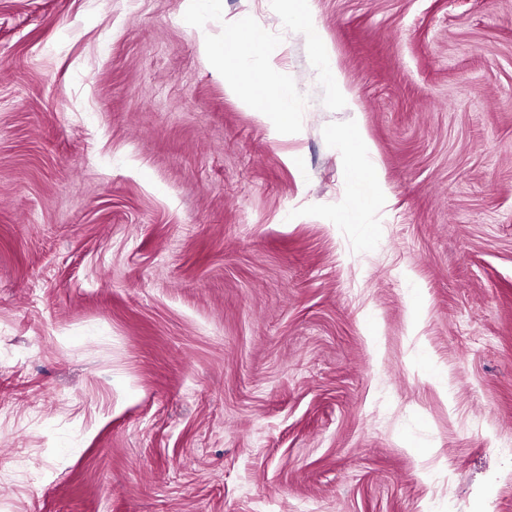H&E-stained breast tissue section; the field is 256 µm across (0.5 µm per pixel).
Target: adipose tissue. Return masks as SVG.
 <instances>
[{
  "mask_svg": "<svg viewBox=\"0 0 512 512\" xmlns=\"http://www.w3.org/2000/svg\"><path fill=\"white\" fill-rule=\"evenodd\" d=\"M223 41L206 43V51L217 71L223 76L230 91H238L241 67L245 60L266 55L268 48L262 35L254 29L241 30L234 25L226 26ZM261 94L252 95L248 103L253 110L273 127L282 129L288 125V88L276 83L271 69H264L256 78Z\"/></svg>",
  "mask_w": 512,
  "mask_h": 512,
  "instance_id": "1",
  "label": "adipose tissue"
}]
</instances>
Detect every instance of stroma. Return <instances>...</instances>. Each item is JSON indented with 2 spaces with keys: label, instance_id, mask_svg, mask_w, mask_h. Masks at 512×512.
Returning a JSON list of instances; mask_svg holds the SVG:
<instances>
[{
  "label": "stroma",
  "instance_id": "obj_1",
  "mask_svg": "<svg viewBox=\"0 0 512 512\" xmlns=\"http://www.w3.org/2000/svg\"><path fill=\"white\" fill-rule=\"evenodd\" d=\"M185 9L0 0V512H512V0ZM226 40L234 45L231 52L226 49ZM205 48L215 68L224 77L225 87L233 92L239 89L244 61L253 56L267 55L268 51L264 38L256 29L241 31L234 25H225L224 39L217 43L206 42ZM319 60L325 77L335 89L336 98L340 103L347 106L349 104V94L343 83L342 77L336 70L335 58L326 45H323L320 49ZM256 83L261 85L262 93L253 94L247 98L248 104L263 119L270 123L276 129H283L288 126V86L276 85V76L274 72L265 68L257 77ZM272 89L275 93L276 103L269 107L264 104L266 93ZM345 138L347 142L345 153L348 156V176L356 190L358 203L344 215V219L349 223H363L364 209L361 204L360 196L362 193V185L357 181V174L362 171L359 179L364 184H368V182L371 181V174L363 170L373 171V165L367 144L357 126L353 125L350 127L346 132Z\"/></svg>",
  "mask_w": 512,
  "mask_h": 512
}]
</instances>
